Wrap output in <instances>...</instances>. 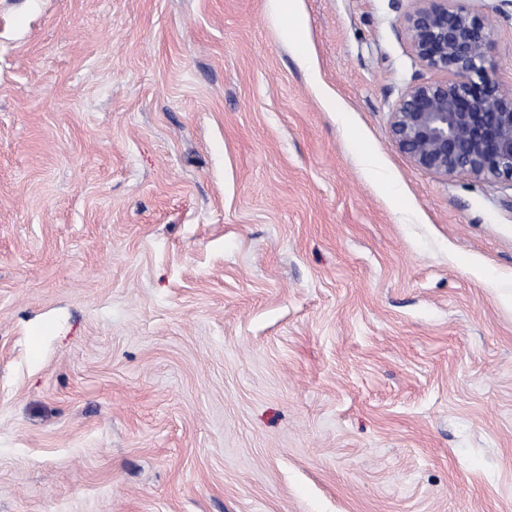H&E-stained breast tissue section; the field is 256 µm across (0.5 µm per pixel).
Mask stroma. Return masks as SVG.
<instances>
[{
    "mask_svg": "<svg viewBox=\"0 0 512 512\" xmlns=\"http://www.w3.org/2000/svg\"><path fill=\"white\" fill-rule=\"evenodd\" d=\"M297 3L0 0V512H512V186L392 142L415 0Z\"/></svg>",
    "mask_w": 512,
    "mask_h": 512,
    "instance_id": "obj_1",
    "label": "stroma"
}]
</instances>
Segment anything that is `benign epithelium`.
<instances>
[{"label": "benign epithelium", "instance_id": "1", "mask_svg": "<svg viewBox=\"0 0 512 512\" xmlns=\"http://www.w3.org/2000/svg\"><path fill=\"white\" fill-rule=\"evenodd\" d=\"M463 2L428 0L406 16L416 58L443 78L406 89L391 111V139L436 174L512 184V90L488 80L491 29Z\"/></svg>", "mask_w": 512, "mask_h": 512}]
</instances>
